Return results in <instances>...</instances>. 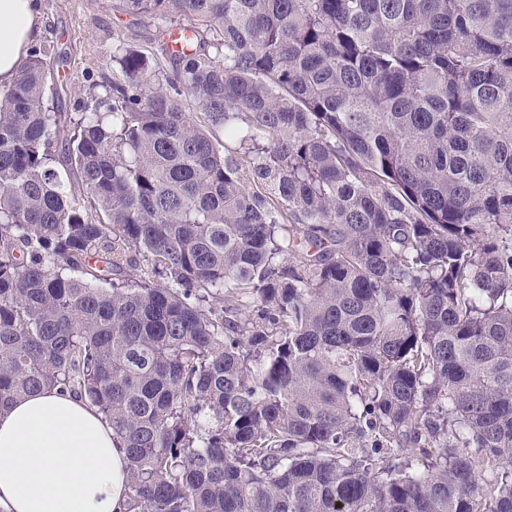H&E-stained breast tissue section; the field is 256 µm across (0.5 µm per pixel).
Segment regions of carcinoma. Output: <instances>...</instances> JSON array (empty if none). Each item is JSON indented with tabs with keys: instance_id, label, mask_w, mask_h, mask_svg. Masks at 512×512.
<instances>
[{
	"instance_id": "obj_1",
	"label": "carcinoma",
	"mask_w": 512,
	"mask_h": 512,
	"mask_svg": "<svg viewBox=\"0 0 512 512\" xmlns=\"http://www.w3.org/2000/svg\"><path fill=\"white\" fill-rule=\"evenodd\" d=\"M114 8L166 85L0 90V412L97 406L125 512H512V0Z\"/></svg>"
}]
</instances>
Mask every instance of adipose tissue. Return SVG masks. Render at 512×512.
I'll return each instance as SVG.
<instances>
[{
    "label": "adipose tissue",
    "mask_w": 512,
    "mask_h": 512,
    "mask_svg": "<svg viewBox=\"0 0 512 512\" xmlns=\"http://www.w3.org/2000/svg\"><path fill=\"white\" fill-rule=\"evenodd\" d=\"M41 15L0 0V88L11 86ZM127 456L88 400L55 389L0 413V512H123Z\"/></svg>",
    "instance_id": "adipose-tissue-1"
}]
</instances>
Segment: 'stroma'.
I'll list each match as a JSON object with an SVG mask.
<instances>
[{
	"label": "stroma",
	"instance_id": "obj_1",
	"mask_svg": "<svg viewBox=\"0 0 512 512\" xmlns=\"http://www.w3.org/2000/svg\"><path fill=\"white\" fill-rule=\"evenodd\" d=\"M43 23L33 43L47 48L55 65L61 88L46 101L49 109L83 116V102L96 84L120 77L112 62L116 41L141 47L161 59L157 83H164L174 66L167 53L171 36L179 27L160 19L140 18L113 10L112 0H39Z\"/></svg>",
	"mask_w": 512,
	"mask_h": 512
}]
</instances>
